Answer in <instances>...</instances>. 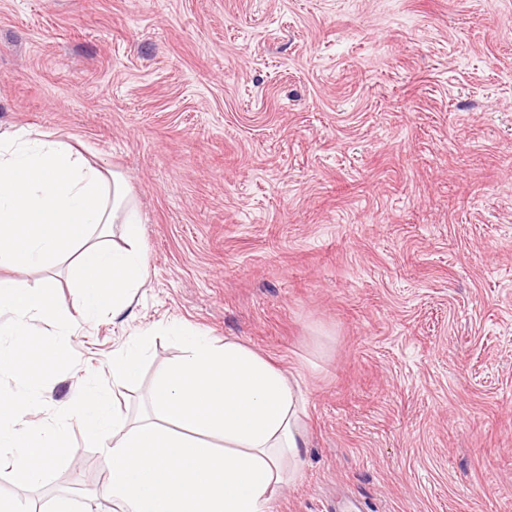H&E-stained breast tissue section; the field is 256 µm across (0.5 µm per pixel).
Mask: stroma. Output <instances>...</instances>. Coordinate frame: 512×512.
<instances>
[{
  "label": "stroma",
  "instance_id": "1",
  "mask_svg": "<svg viewBox=\"0 0 512 512\" xmlns=\"http://www.w3.org/2000/svg\"><path fill=\"white\" fill-rule=\"evenodd\" d=\"M21 127L123 175L148 261L24 420L84 387L149 412L178 322L303 379L276 512H512V0H0ZM69 429L52 482L0 496L107 512L105 451ZM139 371L137 348L132 346L128 351L112 360V375L134 377Z\"/></svg>",
  "mask_w": 512,
  "mask_h": 512
}]
</instances>
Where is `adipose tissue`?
Wrapping results in <instances>:
<instances>
[{"label": "adipose tissue", "mask_w": 512, "mask_h": 512, "mask_svg": "<svg viewBox=\"0 0 512 512\" xmlns=\"http://www.w3.org/2000/svg\"><path fill=\"white\" fill-rule=\"evenodd\" d=\"M116 223L127 247L107 243ZM138 238L118 174L60 139L24 128L0 136V268L75 256L76 313L90 321L108 308L117 318L148 274ZM169 331L183 354L162 372L141 423L128 426L102 391L75 398L89 436L120 435L106 453V495L116 512H274L306 446L301 382L238 340L218 347L177 323Z\"/></svg>", "instance_id": "1"}]
</instances>
